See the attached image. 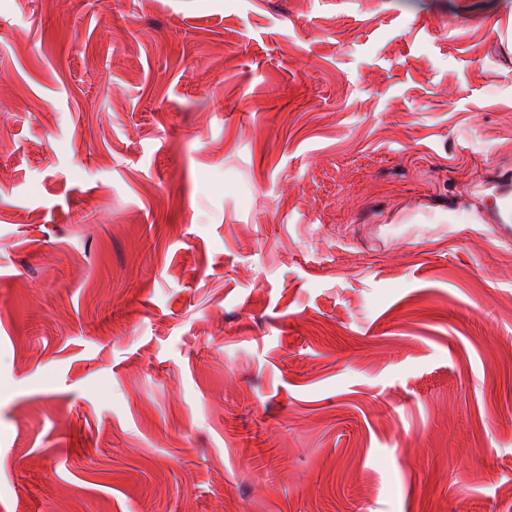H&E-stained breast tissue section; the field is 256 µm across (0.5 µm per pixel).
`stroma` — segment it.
<instances>
[{
  "label": "stroma",
  "instance_id": "obj_1",
  "mask_svg": "<svg viewBox=\"0 0 512 512\" xmlns=\"http://www.w3.org/2000/svg\"><path fill=\"white\" fill-rule=\"evenodd\" d=\"M0 512H512V0H0ZM494 205L487 216V224L512 227V197L510 190H500L494 197Z\"/></svg>",
  "mask_w": 512,
  "mask_h": 512
}]
</instances>
